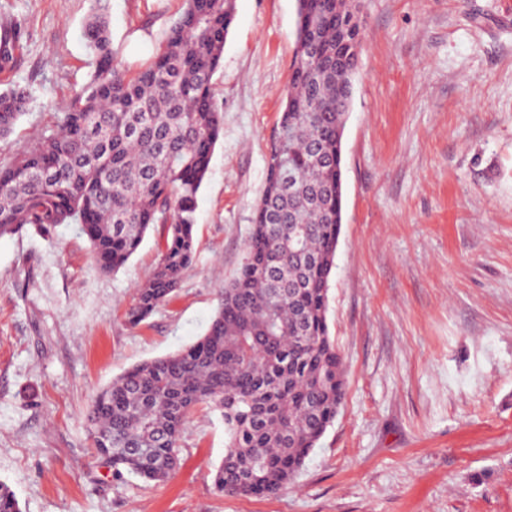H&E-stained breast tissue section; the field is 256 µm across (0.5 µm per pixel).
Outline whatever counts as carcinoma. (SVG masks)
<instances>
[{"instance_id":"carcinoma-1","label":"carcinoma","mask_w":512,"mask_h":512,"mask_svg":"<svg viewBox=\"0 0 512 512\" xmlns=\"http://www.w3.org/2000/svg\"><path fill=\"white\" fill-rule=\"evenodd\" d=\"M84 37L96 57L57 132L0 167V238L29 226L43 236L77 224L111 273L147 231L166 226L159 262L139 289V323L177 292L196 255L197 196L224 129L213 78L233 23V0H184L156 53L137 70L115 61L107 0ZM321 19L318 48L336 46V0H297L292 73L269 144L267 174L238 275L210 325L189 347L138 364L95 396L86 415L98 455L115 471L163 482L179 463L191 412L224 420L215 488L268 497L292 483L333 423L345 394L327 302L343 223L344 128L356 68L312 74L303 42ZM30 100L0 93V137ZM0 512H21L0 483Z\"/></svg>"}]
</instances>
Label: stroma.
Here are the masks:
<instances>
[{
    "instance_id": "stroma-1",
    "label": "stroma",
    "mask_w": 512,
    "mask_h": 512,
    "mask_svg": "<svg viewBox=\"0 0 512 512\" xmlns=\"http://www.w3.org/2000/svg\"><path fill=\"white\" fill-rule=\"evenodd\" d=\"M91 0H0L28 39L0 91L31 100L0 166L55 133L95 69ZM183 0H109L134 70ZM361 52L344 138V221L330 333L346 395L275 497L213 485L224 422L199 407L161 483L116 473L85 415L140 362L203 336L245 255L291 75L296 0H235L215 76L224 131L199 191L197 254L177 294L128 318L163 240L101 272L77 225L0 238V482L22 512H512V0H358Z\"/></svg>"
}]
</instances>
